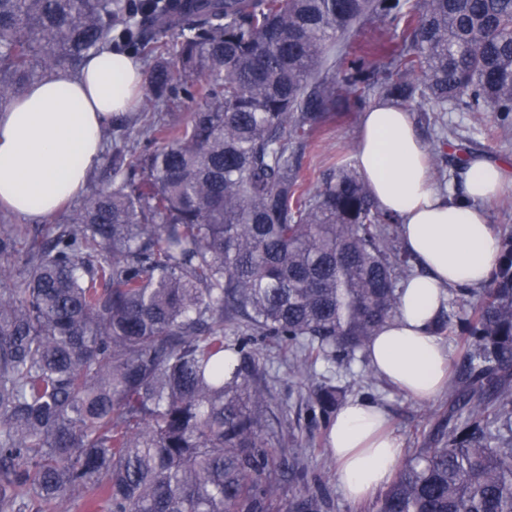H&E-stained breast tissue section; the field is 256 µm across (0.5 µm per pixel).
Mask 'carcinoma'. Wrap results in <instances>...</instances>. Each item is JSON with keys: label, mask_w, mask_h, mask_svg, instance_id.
<instances>
[{"label": "carcinoma", "mask_w": 512, "mask_h": 512, "mask_svg": "<svg viewBox=\"0 0 512 512\" xmlns=\"http://www.w3.org/2000/svg\"><path fill=\"white\" fill-rule=\"evenodd\" d=\"M368 16L399 36L324 67ZM103 50L154 59L142 129L102 131L112 188L21 262L0 223V512H270L285 473L283 512H328L304 449L343 392L316 366L357 359L412 258L348 163L307 187L299 159L372 93L511 115L512 0H0V105ZM451 305L453 427L377 512H512V228ZM269 341L309 383L304 440L274 430Z\"/></svg>", "instance_id": "carcinoma-1"}]
</instances>
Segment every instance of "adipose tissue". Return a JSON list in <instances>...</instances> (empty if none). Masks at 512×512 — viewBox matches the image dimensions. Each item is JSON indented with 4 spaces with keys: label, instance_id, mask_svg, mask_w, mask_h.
Wrapping results in <instances>:
<instances>
[{
    "label": "adipose tissue",
    "instance_id": "obj_1",
    "mask_svg": "<svg viewBox=\"0 0 512 512\" xmlns=\"http://www.w3.org/2000/svg\"><path fill=\"white\" fill-rule=\"evenodd\" d=\"M143 80L139 62L105 54L80 73L58 70L0 106V209L45 220L77 198L100 159L101 124L131 112ZM355 161L378 207L400 218L404 246L420 268L403 283L398 312L371 340L367 356L379 377L428 401L449 380V350L433 323L450 289L476 288L490 278L499 240L482 204L512 189V175L476 159L462 192L441 190L409 112L385 100L361 115ZM328 446L353 500L392 483L402 464L387 415L370 400L337 409Z\"/></svg>",
    "mask_w": 512,
    "mask_h": 512
}]
</instances>
